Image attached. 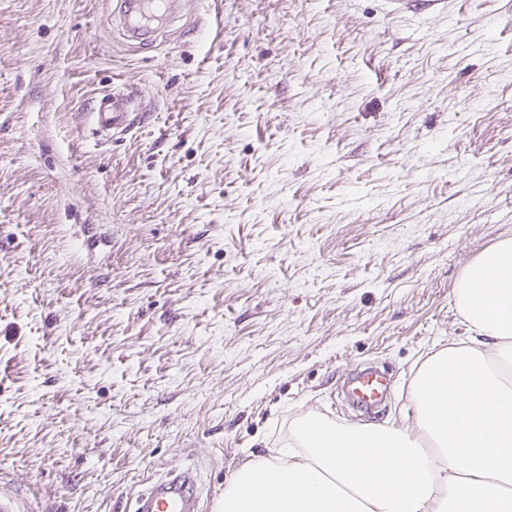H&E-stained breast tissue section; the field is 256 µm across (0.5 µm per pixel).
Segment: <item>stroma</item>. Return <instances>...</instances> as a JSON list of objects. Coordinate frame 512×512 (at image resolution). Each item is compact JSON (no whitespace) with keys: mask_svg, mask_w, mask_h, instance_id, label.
Returning a JSON list of instances; mask_svg holds the SVG:
<instances>
[{"mask_svg":"<svg viewBox=\"0 0 512 512\" xmlns=\"http://www.w3.org/2000/svg\"><path fill=\"white\" fill-rule=\"evenodd\" d=\"M115 0H0V482L137 512L192 468L217 512L309 413L402 421L466 339L462 271L512 238V0H199L139 49ZM126 83L147 118L93 138ZM384 365L359 416L346 373Z\"/></svg>","mask_w":512,"mask_h":512,"instance_id":"obj_1","label":"stroma"}]
</instances>
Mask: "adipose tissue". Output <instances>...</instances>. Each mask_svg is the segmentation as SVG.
Listing matches in <instances>:
<instances>
[{
	"instance_id": "obj_1",
	"label": "adipose tissue",
	"mask_w": 512,
	"mask_h": 512,
	"mask_svg": "<svg viewBox=\"0 0 512 512\" xmlns=\"http://www.w3.org/2000/svg\"><path fill=\"white\" fill-rule=\"evenodd\" d=\"M456 293L470 335L419 366L412 421L304 417L287 447L234 471L221 512H512V239Z\"/></svg>"
}]
</instances>
